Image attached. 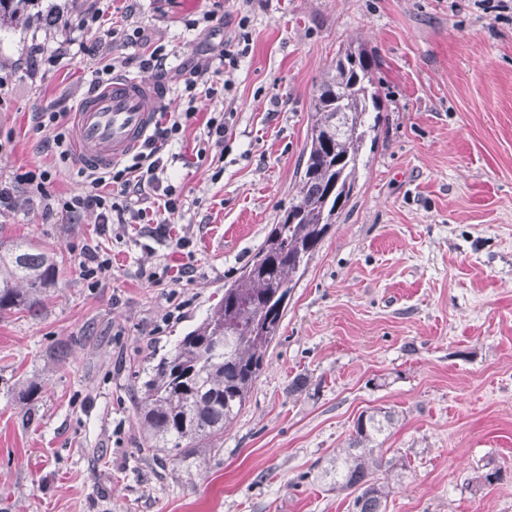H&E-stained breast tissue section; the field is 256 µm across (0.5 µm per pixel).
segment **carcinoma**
<instances>
[{
    "label": "carcinoma",
    "instance_id": "1",
    "mask_svg": "<svg viewBox=\"0 0 512 512\" xmlns=\"http://www.w3.org/2000/svg\"><path fill=\"white\" fill-rule=\"evenodd\" d=\"M34 2L0 0V29L26 23ZM376 69L360 43L338 53L314 98L294 202L206 317L146 369L137 412L148 447L187 456L224 446L280 334L288 297L350 201L364 149L377 140ZM57 275L54 260L27 243L0 250V312L40 313ZM397 423L390 408L362 412L324 470L331 489L350 497V512H386L393 485L379 472L396 469L383 445Z\"/></svg>",
    "mask_w": 512,
    "mask_h": 512
}]
</instances>
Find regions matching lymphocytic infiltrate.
<instances>
[{"instance_id":"f902f5d3","label":"lymphocytic infiltrate","mask_w":512,"mask_h":512,"mask_svg":"<svg viewBox=\"0 0 512 512\" xmlns=\"http://www.w3.org/2000/svg\"><path fill=\"white\" fill-rule=\"evenodd\" d=\"M124 43L136 46L135 56L141 69L156 78H167L169 55L164 47L153 45L145 27H135L124 35ZM210 66L190 64L179 71L182 90L174 109H162L156 115L150 135L130 160L104 172H89L84 176L83 192L55 197L48 189L52 174L45 169L28 170L0 184V211L15 207V194L25 190L43 202L49 213L74 223L82 216L94 215L100 225L134 224L140 237L155 241L169 238L168 226L185 213L186 201L175 187L164 184L167 169L164 150L171 143L183 140L186 130L202 122L206 143L215 158L224 156V138L229 130L227 114L200 116L196 102L199 96H214L218 92L211 77Z\"/></svg>"}]
</instances>
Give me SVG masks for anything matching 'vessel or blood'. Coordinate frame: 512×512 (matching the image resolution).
<instances>
[{"label": "vessel or blood", "mask_w": 512, "mask_h": 512, "mask_svg": "<svg viewBox=\"0 0 512 512\" xmlns=\"http://www.w3.org/2000/svg\"><path fill=\"white\" fill-rule=\"evenodd\" d=\"M161 99L160 88L136 77L112 79L86 94L72 117L75 166L107 169L130 157L150 130L152 104Z\"/></svg>", "instance_id": "1"}]
</instances>
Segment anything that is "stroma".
Returning a JSON list of instances; mask_svg holds the SVG:
<instances>
[{"label": "stroma", "mask_w": 512, "mask_h": 512, "mask_svg": "<svg viewBox=\"0 0 512 512\" xmlns=\"http://www.w3.org/2000/svg\"><path fill=\"white\" fill-rule=\"evenodd\" d=\"M93 0H40L0 31V179L39 165L50 190L84 189L70 160L44 153L33 115L78 107L96 60L71 47ZM217 10L218 34L187 20ZM250 20L228 96L200 112L235 117L221 164L198 158L201 125L168 170L189 203L172 224L191 255L134 232L74 224L18 193L0 245L49 253L58 283L41 315L0 314V512H349L322 471L373 407L399 414L386 441L408 479L386 512H512V13L478 19L472 0H112L104 29L143 26L171 69L210 59ZM379 60L384 112L357 187L294 288L280 336L220 451L188 458L145 445L139 373L207 314L295 197L317 89L340 50ZM98 242L112 275L75 270ZM195 258L193 281L150 287L139 264ZM306 388L289 394L296 376ZM42 382L34 420L20 383ZM503 481L472 490L477 472Z\"/></svg>", "instance_id": "stroma-1"}]
</instances>
